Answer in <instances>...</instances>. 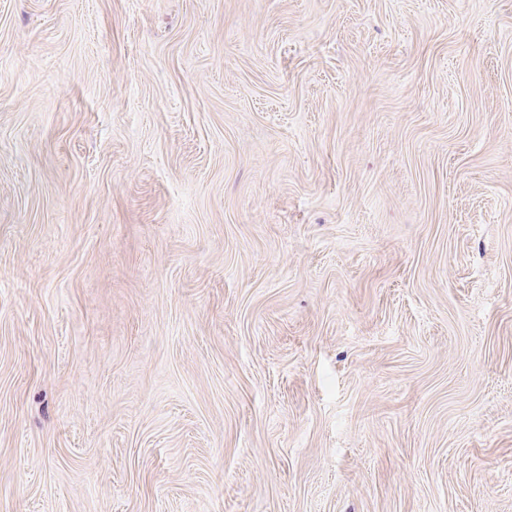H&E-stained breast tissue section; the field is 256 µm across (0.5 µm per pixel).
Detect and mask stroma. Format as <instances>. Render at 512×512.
<instances>
[{
    "instance_id": "35a3bbf8",
    "label": "stroma",
    "mask_w": 512,
    "mask_h": 512,
    "mask_svg": "<svg viewBox=\"0 0 512 512\" xmlns=\"http://www.w3.org/2000/svg\"><path fill=\"white\" fill-rule=\"evenodd\" d=\"M0 512H512V0H0Z\"/></svg>"
}]
</instances>
